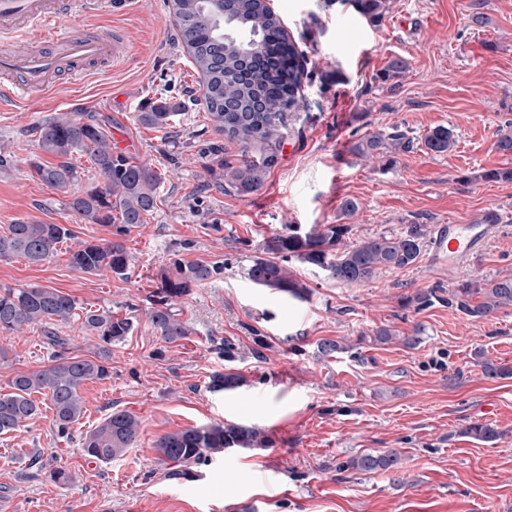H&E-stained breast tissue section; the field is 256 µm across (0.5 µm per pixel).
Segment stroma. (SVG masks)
<instances>
[{"instance_id": "1", "label": "stroma", "mask_w": 512, "mask_h": 512, "mask_svg": "<svg viewBox=\"0 0 512 512\" xmlns=\"http://www.w3.org/2000/svg\"><path fill=\"white\" fill-rule=\"evenodd\" d=\"M288 34L307 60L305 109L288 126L279 164L257 192L225 193L206 173L213 155L234 162L237 143L215 131L202 85L183 52L169 0H136L132 14L112 15L104 0L73 7L75 34L96 23L121 28L131 55L93 76L60 77L26 110H0V231L16 221L64 224L77 239H111L112 229L78 222L70 194L42 184L31 165L49 161L36 126L65 112L95 116L112 143L162 177L147 224L124 236L132 257L121 278L73 270L66 251L38 265L0 261V290L41 285L76 301L61 326L72 356L96 358L100 341L82 326L86 310L131 314L134 330L112 349L109 378L84 389L86 413L70 438L59 437L51 410L0 436V512H512V378L488 379L474 360L484 350L512 366V307L470 321L436 302L415 310L403 297L463 280L512 274V182L482 180L483 171L512 168L494 148L512 131V0H388L380 24L367 22L354 0H273ZM488 17L486 25L474 16ZM399 76L384 79L390 60ZM126 96L130 106L115 107ZM182 106L168 126L137 120L159 99ZM451 128L454 148L429 152L422 139ZM398 127L418 141L398 164L350 152L360 135ZM352 198L358 212L343 218ZM502 210V227L483 251L455 270L424 248L417 263L365 283L342 285L323 271L297 267L311 289L287 300L248 282L242 267L264 237L284 224L350 223V240L400 232L410 224L477 223L487 207ZM225 265L214 280L178 301L187 339L168 343L147 316L157 273L170 259ZM390 327L419 335L412 349L373 342ZM323 339L348 345L324 358ZM236 347L234 361L217 349ZM0 388L16 372L50 361L37 328L0 331ZM231 366L247 379L227 392L208 389L213 372ZM115 410L136 416L139 437L108 464L89 459L85 434ZM231 420L259 427L266 447L231 448L172 475L155 444L170 432ZM473 422L492 424L499 440L466 437ZM395 451L397 469L357 472L342 462ZM61 468L72 482L50 477Z\"/></svg>"}]
</instances>
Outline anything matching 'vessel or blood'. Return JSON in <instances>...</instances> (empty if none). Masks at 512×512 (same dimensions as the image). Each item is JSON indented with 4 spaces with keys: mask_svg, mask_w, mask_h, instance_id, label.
<instances>
[{
    "mask_svg": "<svg viewBox=\"0 0 512 512\" xmlns=\"http://www.w3.org/2000/svg\"><path fill=\"white\" fill-rule=\"evenodd\" d=\"M59 0H0V106L17 109L44 95L64 64L82 72L92 62H119L129 47L122 32L90 28L75 36ZM501 212L476 224L438 225L435 260L454 267L482 250L502 224Z\"/></svg>",
    "mask_w": 512,
    "mask_h": 512,
    "instance_id": "b4317fda",
    "label": "vessel or blood"
}]
</instances>
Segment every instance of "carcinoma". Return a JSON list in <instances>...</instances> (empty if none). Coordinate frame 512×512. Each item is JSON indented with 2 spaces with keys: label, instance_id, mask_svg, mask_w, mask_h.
<instances>
[{
  "label": "carcinoma",
  "instance_id": "1",
  "mask_svg": "<svg viewBox=\"0 0 512 512\" xmlns=\"http://www.w3.org/2000/svg\"><path fill=\"white\" fill-rule=\"evenodd\" d=\"M179 27L180 44L200 74L203 98L214 128L236 142L243 159L232 163L222 158L207 162V172L224 180V191L245 196L261 188L267 175L277 166L280 147L288 126V116L304 107L301 95L304 68L303 51L288 35L279 16L266 0H171ZM358 12L370 23L378 24L386 12V0H356ZM180 105L162 101L138 116L141 125L162 128L178 115ZM39 147L59 158L55 163L32 165L38 179L53 189H67L79 181L75 165L69 162L75 152H83L98 169L104 185L72 196L69 208L83 223L115 228L112 240L81 241L70 250L72 269L96 275L110 271L127 274L131 256L121 237L147 223L156 209L161 175L151 165L115 150L105 128L77 112L63 113L37 129ZM455 144L454 133L445 126L433 128L424 137L425 147L436 154L447 153ZM259 146L260 154L249 153ZM414 138L403 131L378 130L366 133L351 143L350 152L358 157L377 159L390 169L399 156L413 149ZM349 224H312L303 230L284 224L264 239L262 255L254 256L244 268L253 284L284 296L304 298L308 286L294 270L298 263L317 268L341 284L367 282L382 270H402L412 266L425 246L426 234L419 224L400 233H380L353 243L346 241ZM74 232L63 224L15 223L0 233V260L21 257L40 264L55 256L58 245L72 239ZM224 270L222 262L170 260L158 274L157 299L151 302L148 318L167 343L192 335L193 329L179 318L174 300L187 295L196 284L211 280ZM448 304L469 319H486L512 306V277L491 279L482 285L460 283L448 289V297L421 291L403 298V306L416 304L420 310L432 298ZM75 300L57 288L30 285L5 288L0 292V331H13L37 325L44 339L55 348L50 363L32 372L16 374L8 382L9 391L0 392V435L17 431L40 415L33 398L42 394L51 403L57 435L67 437L83 416V387L90 381L110 375L104 350L97 359L66 355L67 339L57 327L70 322ZM84 327L108 346L125 341L134 328L130 317L110 309L86 312ZM318 352L332 357L348 350L333 339L317 343ZM477 364L488 378L508 379L512 367L475 354ZM244 377L232 369L210 376L212 392L235 390ZM140 422L130 413L114 410L83 438V450L91 459L109 463L122 456L136 442ZM464 433L489 443L500 439L497 428L486 423H471ZM267 440L262 431L246 424L218 422L170 432L156 443L158 459L180 468L198 464L228 448H262ZM399 457L394 452L363 454L342 463L359 472L389 470Z\"/></svg>",
  "mask_w": 512,
  "mask_h": 512
}]
</instances>
